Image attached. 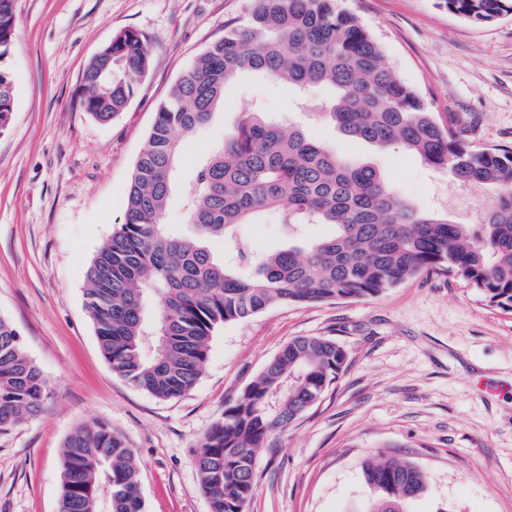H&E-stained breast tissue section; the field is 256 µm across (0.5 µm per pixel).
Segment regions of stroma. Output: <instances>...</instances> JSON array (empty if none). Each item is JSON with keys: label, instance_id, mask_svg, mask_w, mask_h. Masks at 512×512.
Returning a JSON list of instances; mask_svg holds the SVG:
<instances>
[{"label": "stroma", "instance_id": "35a3bbf8", "mask_svg": "<svg viewBox=\"0 0 512 512\" xmlns=\"http://www.w3.org/2000/svg\"><path fill=\"white\" fill-rule=\"evenodd\" d=\"M439 123L456 116L477 147L512 149V14L475 25L445 0H338ZM250 0H16L10 66L15 109L0 133V316L51 385L40 411L0 430V512H56L60 457L81 423L123 436L147 512H210L196 453L204 434L292 338L336 340L346 370L260 449L245 512H362V462L415 463L428 489L411 512H512V309L468 282L417 276L375 297L282 304L218 325L201 376L160 400L113 374L84 306L85 272L122 223L125 196L156 108ZM138 32L150 68L124 112L102 125L78 100L91 58ZM229 105L183 143L181 177L224 141L240 113L299 120L287 86L245 74ZM353 159L370 157L419 208L458 213L461 188L417 157L370 152L326 125L314 130ZM239 234L256 253L288 243L279 212Z\"/></svg>", "mask_w": 512, "mask_h": 512}]
</instances>
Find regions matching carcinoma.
<instances>
[{"label": "carcinoma", "instance_id": "obj_1", "mask_svg": "<svg viewBox=\"0 0 512 512\" xmlns=\"http://www.w3.org/2000/svg\"><path fill=\"white\" fill-rule=\"evenodd\" d=\"M248 14L224 27L156 110L134 166L124 222L100 246L86 273L85 307L112 372L159 399L191 390L215 327L283 303L377 297L427 273L459 276L485 300L512 309V150L473 148L454 116L438 124L421 96L386 63L378 41L336 0H250ZM14 0H0V133L14 111L8 64ZM475 24L512 13V0H446ZM150 52L133 30L113 36L83 75L81 108L101 124L124 111L147 76ZM254 73L299 94L330 90L314 117L354 142L402 151L478 190L479 224L421 211L394 191L371 162L353 163L301 123L288 127L244 112L220 148L177 185L183 139L224 106L236 77ZM187 227L164 223L175 188ZM288 227V246L257 255L238 234L267 211ZM329 231L310 236L306 228ZM228 241L234 256L209 249ZM347 367L333 339L289 341L232 402L200 443L196 466L210 512H238L254 493L257 453L314 405ZM50 385L0 317V429L35 415ZM58 512H145L134 454L111 427H75L61 457ZM374 496L363 512H407L427 490L409 461L371 456L363 465Z\"/></svg>", "mask_w": 512, "mask_h": 512}]
</instances>
